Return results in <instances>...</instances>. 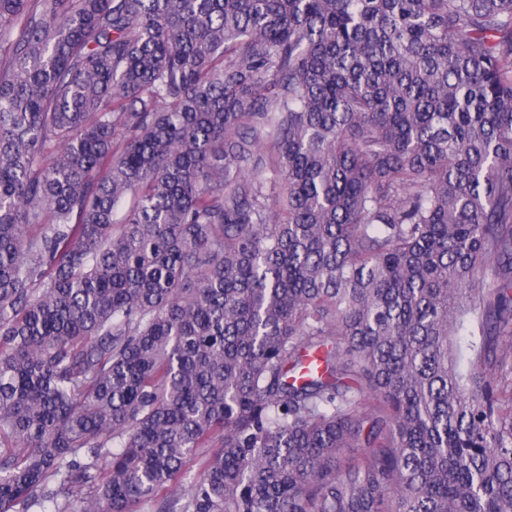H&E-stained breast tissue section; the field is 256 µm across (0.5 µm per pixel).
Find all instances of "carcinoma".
<instances>
[{
	"label": "carcinoma",
	"instance_id": "obj_1",
	"mask_svg": "<svg viewBox=\"0 0 512 512\" xmlns=\"http://www.w3.org/2000/svg\"><path fill=\"white\" fill-rule=\"evenodd\" d=\"M512 512V0H0V512Z\"/></svg>",
	"mask_w": 512,
	"mask_h": 512
}]
</instances>
